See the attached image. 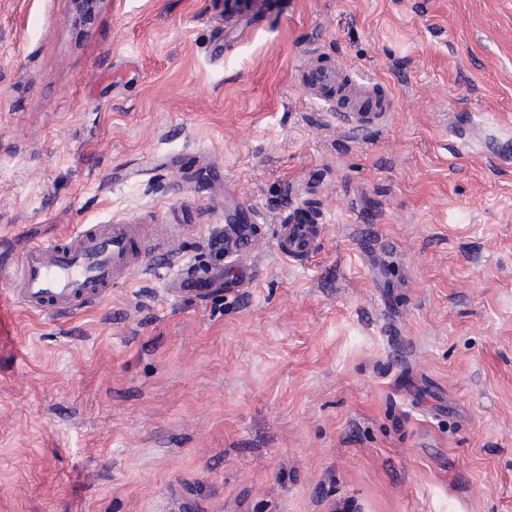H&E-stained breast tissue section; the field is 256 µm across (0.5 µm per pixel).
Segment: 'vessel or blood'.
<instances>
[{
    "mask_svg": "<svg viewBox=\"0 0 512 512\" xmlns=\"http://www.w3.org/2000/svg\"><path fill=\"white\" fill-rule=\"evenodd\" d=\"M301 77L314 102L335 112L337 119L357 129L385 117L390 100L380 94L373 78L350 74L341 64L314 63ZM260 213L251 209L226 216L224 240L215 246L219 259L182 265L168 262V243L176 227L163 224L145 232L139 224H80L57 241L26 245L7 263L8 298L28 312L59 316L89 306L126 282L147 258L163 261L166 292L174 298L205 299L211 293L246 287L254 270L242 261L261 234ZM325 231L324 225L290 213L276 227L282 253L294 260L307 257Z\"/></svg>",
    "mask_w": 512,
    "mask_h": 512,
    "instance_id": "b4317fda",
    "label": "vessel or blood"
}]
</instances>
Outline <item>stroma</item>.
<instances>
[{
    "label": "stroma",
    "instance_id": "obj_1",
    "mask_svg": "<svg viewBox=\"0 0 512 512\" xmlns=\"http://www.w3.org/2000/svg\"><path fill=\"white\" fill-rule=\"evenodd\" d=\"M311 59L389 116L313 105ZM253 206L237 294L148 262L0 308V512H512V0H0V258L114 222L203 262ZM301 77L314 102L324 104L354 128L364 129L370 120L384 118L390 110V99L379 93L373 78L362 73L352 77L340 63H313L303 69ZM298 210L299 208L293 209L287 220L277 224L275 236L282 253L293 260L307 257L325 231V224L302 220Z\"/></svg>",
    "mask_w": 512,
    "mask_h": 512
}]
</instances>
